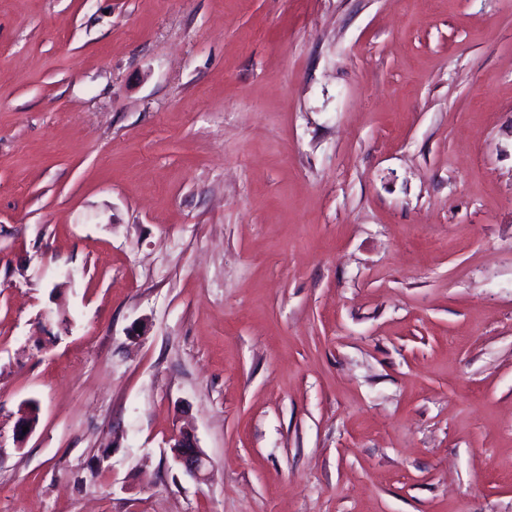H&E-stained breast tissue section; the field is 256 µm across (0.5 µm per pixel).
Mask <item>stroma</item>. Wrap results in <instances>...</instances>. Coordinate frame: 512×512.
I'll return each instance as SVG.
<instances>
[{
  "label": "stroma",
  "instance_id": "35a3bbf8",
  "mask_svg": "<svg viewBox=\"0 0 512 512\" xmlns=\"http://www.w3.org/2000/svg\"><path fill=\"white\" fill-rule=\"evenodd\" d=\"M0 512H512V0H0ZM171 442L169 448L176 465L195 479L205 480L209 461L199 449L195 436L188 431H180L172 436Z\"/></svg>",
  "mask_w": 512,
  "mask_h": 512
}]
</instances>
